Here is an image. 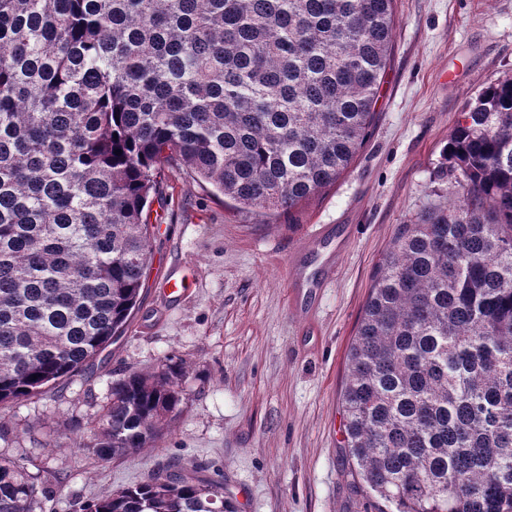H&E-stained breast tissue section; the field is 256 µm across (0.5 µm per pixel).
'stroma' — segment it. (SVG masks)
Here are the masks:
<instances>
[{
    "label": "stroma",
    "mask_w": 512,
    "mask_h": 512,
    "mask_svg": "<svg viewBox=\"0 0 512 512\" xmlns=\"http://www.w3.org/2000/svg\"><path fill=\"white\" fill-rule=\"evenodd\" d=\"M390 64L372 134L336 184L275 224L239 212L181 172L153 204L152 258L138 309L85 372L0 407V455L55 473L42 512H77L101 489L181 460L224 482L238 512H374L340 448L346 356L372 277L400 225L457 198L443 150L466 103L512 76V0H395ZM332 230L318 252L301 236ZM305 309L288 302L293 261L318 275ZM186 276L178 297L164 281ZM187 367L183 402L151 451L108 462L85 448L114 380Z\"/></svg>",
    "instance_id": "obj_1"
}]
</instances>
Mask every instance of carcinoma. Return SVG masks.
Segmentation results:
<instances>
[{"instance_id":"carcinoma-1","label":"carcinoma","mask_w":512,"mask_h":512,"mask_svg":"<svg viewBox=\"0 0 512 512\" xmlns=\"http://www.w3.org/2000/svg\"><path fill=\"white\" fill-rule=\"evenodd\" d=\"M393 29L394 0H0V405L122 335L165 170L268 220L335 184L374 125ZM444 158L461 196L401 225L373 277L342 448L377 512H512L511 77L460 113ZM184 377L170 356L113 381L85 447H155ZM51 493L0 457V512ZM214 505L236 512L224 482L173 463L82 512Z\"/></svg>"}]
</instances>
